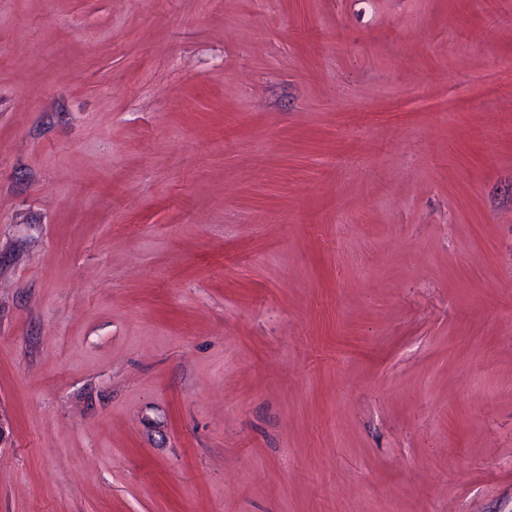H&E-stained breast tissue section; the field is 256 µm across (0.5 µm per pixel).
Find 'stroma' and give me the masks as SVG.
I'll return each instance as SVG.
<instances>
[{
	"label": "stroma",
	"mask_w": 512,
	"mask_h": 512,
	"mask_svg": "<svg viewBox=\"0 0 512 512\" xmlns=\"http://www.w3.org/2000/svg\"><path fill=\"white\" fill-rule=\"evenodd\" d=\"M0 512H512V0H0Z\"/></svg>",
	"instance_id": "1"
}]
</instances>
